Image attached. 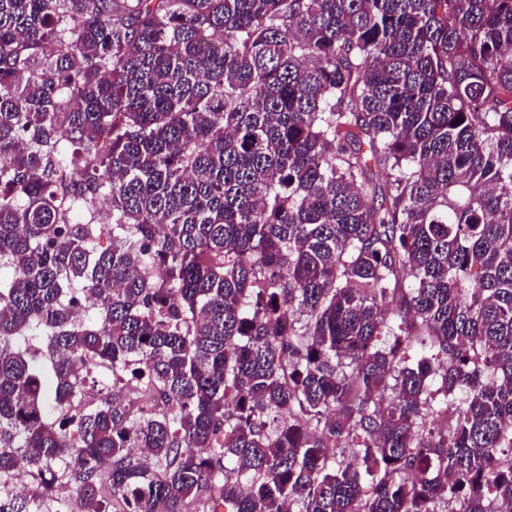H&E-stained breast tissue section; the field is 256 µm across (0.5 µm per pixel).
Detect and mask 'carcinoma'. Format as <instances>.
<instances>
[{"label":"carcinoma","mask_w":512,"mask_h":512,"mask_svg":"<svg viewBox=\"0 0 512 512\" xmlns=\"http://www.w3.org/2000/svg\"><path fill=\"white\" fill-rule=\"evenodd\" d=\"M3 269L0 512H512V0H0ZM130 390L132 406L138 411L155 412L167 407V403L156 393L149 392L147 394H140L142 390L132 385H130Z\"/></svg>","instance_id":"1"}]
</instances>
